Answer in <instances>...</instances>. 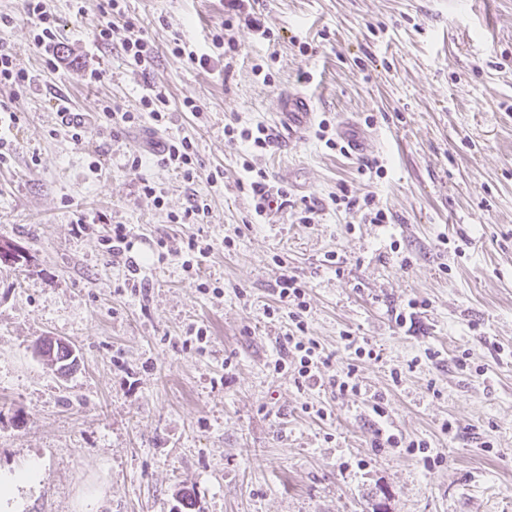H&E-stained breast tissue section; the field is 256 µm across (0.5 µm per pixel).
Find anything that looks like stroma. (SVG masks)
<instances>
[{
  "label": "stroma",
  "instance_id": "stroma-1",
  "mask_svg": "<svg viewBox=\"0 0 512 512\" xmlns=\"http://www.w3.org/2000/svg\"><path fill=\"white\" fill-rule=\"evenodd\" d=\"M100 2L48 0L75 58L51 71L20 0H0L13 18L0 40L34 76L20 95L0 87L19 118L0 164V240L21 254L0 264V474L35 467L21 512H512V0H250L261 32L225 30L224 0H125L154 46L144 71L120 44L94 43ZM223 31L231 70L171 52L178 32L213 53ZM155 86L172 113L162 131L146 117L76 144L56 116L61 96L89 118L107 104L138 112ZM291 92L311 98L328 137L349 121L368 140L353 157L312 128L256 157L271 188L314 203L311 224L289 208L256 216L238 189L243 148L224 138L228 124L285 136ZM184 136L192 182L155 157ZM342 190L374 196L388 223L336 207ZM196 196L211 206L204 222L172 223ZM79 219L89 231L75 233ZM116 224L131 230L136 271L104 245ZM191 234L211 246L198 271L185 266ZM331 251L343 274L325 265ZM277 255L306 287L308 335L331 357L323 378L347 366L343 334L379 352L356 363L360 394L268 370L293 328L266 314ZM412 299L427 307L407 330L395 314ZM192 325L205 349L185 344ZM42 336L73 345L71 374L37 356ZM447 420L457 431L442 432ZM380 432L428 442L435 464L374 447Z\"/></svg>",
  "mask_w": 512,
  "mask_h": 512
}]
</instances>
